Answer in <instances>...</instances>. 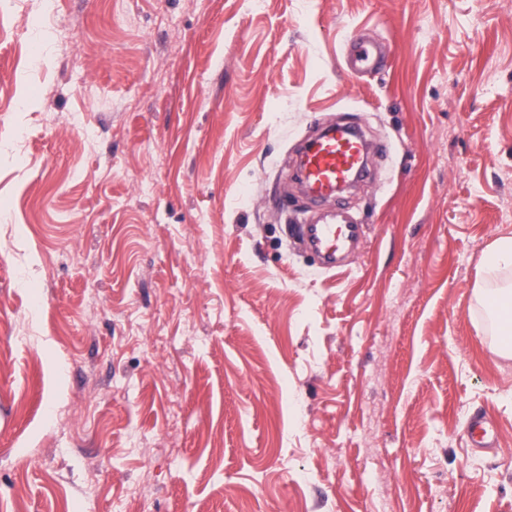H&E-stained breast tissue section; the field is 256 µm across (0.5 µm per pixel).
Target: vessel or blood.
<instances>
[{
	"label": "vessel or blood",
	"instance_id": "obj_1",
	"mask_svg": "<svg viewBox=\"0 0 512 512\" xmlns=\"http://www.w3.org/2000/svg\"><path fill=\"white\" fill-rule=\"evenodd\" d=\"M345 65L354 72L375 71L387 68L389 60L380 43L353 41L348 45ZM370 149V143L354 127L320 128L303 149L296 176L310 199L325 202L337 198L341 187L366 177ZM363 232L362 224L337 215L296 227L297 236L315 252L327 271L342 267L344 251ZM467 432L472 447L491 448L496 444L495 432L485 417L471 418Z\"/></svg>",
	"mask_w": 512,
	"mask_h": 512
}]
</instances>
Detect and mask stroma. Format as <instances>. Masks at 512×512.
<instances>
[{"label": "stroma", "mask_w": 512, "mask_h": 512, "mask_svg": "<svg viewBox=\"0 0 512 512\" xmlns=\"http://www.w3.org/2000/svg\"><path fill=\"white\" fill-rule=\"evenodd\" d=\"M41 2L0 0V512H512V357L472 294L512 232V14L58 0L49 44ZM359 38L389 69L346 70ZM343 120L390 150L332 275L291 173ZM57 3L56 0H43L39 13L22 17V27L26 31L60 32L62 27L58 20ZM472 448H495L496 435L484 416H475L467 424Z\"/></svg>", "instance_id": "35a3bbf8"}]
</instances>
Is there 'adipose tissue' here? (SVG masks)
<instances>
[{"instance_id": "obj_1", "label": "adipose tissue", "mask_w": 512, "mask_h": 512, "mask_svg": "<svg viewBox=\"0 0 512 512\" xmlns=\"http://www.w3.org/2000/svg\"><path fill=\"white\" fill-rule=\"evenodd\" d=\"M474 293L494 328L512 321L511 233L500 235L485 252Z\"/></svg>"}]
</instances>
